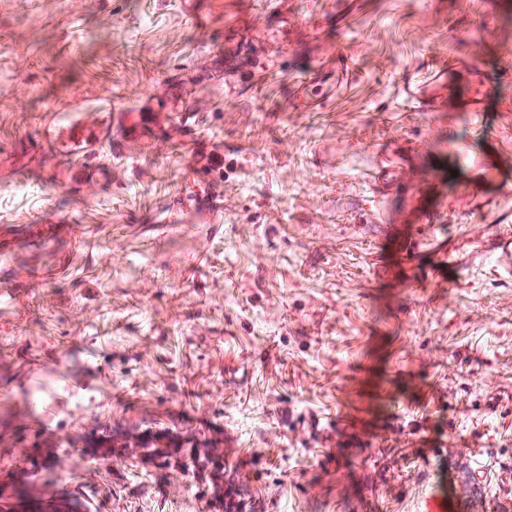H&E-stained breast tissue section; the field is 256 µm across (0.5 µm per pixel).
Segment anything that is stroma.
Returning a JSON list of instances; mask_svg holds the SVG:
<instances>
[{
    "label": "stroma",
    "instance_id": "1",
    "mask_svg": "<svg viewBox=\"0 0 512 512\" xmlns=\"http://www.w3.org/2000/svg\"><path fill=\"white\" fill-rule=\"evenodd\" d=\"M102 100L159 136L36 179ZM457 146L512 172V0H0V512L511 507L512 181ZM353 53H341L336 56L335 68L332 71H325L314 73L313 76H310L308 79V84L310 87L309 93L310 97H318L323 96L326 91L324 89V85L328 83V80L335 75V85L337 86L339 82L342 80L345 73V65L352 58ZM345 61V63H344ZM330 74V75H328Z\"/></svg>",
    "mask_w": 512,
    "mask_h": 512
}]
</instances>
